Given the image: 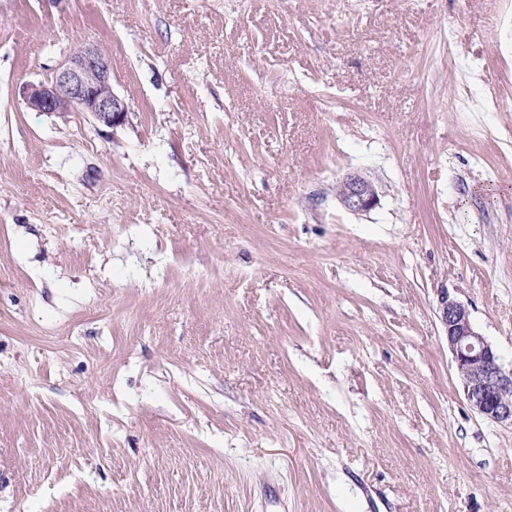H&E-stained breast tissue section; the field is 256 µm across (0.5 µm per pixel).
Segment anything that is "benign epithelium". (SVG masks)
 <instances>
[{
  "label": "benign epithelium",
  "instance_id": "1",
  "mask_svg": "<svg viewBox=\"0 0 512 512\" xmlns=\"http://www.w3.org/2000/svg\"><path fill=\"white\" fill-rule=\"evenodd\" d=\"M23 95L27 107L36 112L60 117L85 112L112 129L128 120L129 107L112 85L109 56L97 43H82L47 81L27 86ZM336 198L354 214L379 204L375 185L359 173L339 180ZM440 319L469 405L486 419L512 426V368L507 370L499 362L494 346L476 330L465 305L445 299Z\"/></svg>",
  "mask_w": 512,
  "mask_h": 512
}]
</instances>
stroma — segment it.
<instances>
[{
  "instance_id": "stroma-1",
  "label": "stroma",
  "mask_w": 512,
  "mask_h": 512,
  "mask_svg": "<svg viewBox=\"0 0 512 512\" xmlns=\"http://www.w3.org/2000/svg\"><path fill=\"white\" fill-rule=\"evenodd\" d=\"M445 295L511 367L512 0H0V512H512ZM23 95L33 111L60 117L85 112L112 129L124 125L130 112L114 91L109 56L92 42H83L47 81L28 85ZM336 198L346 211L354 214L366 213L379 204L375 185L359 173L347 174L339 180Z\"/></svg>"
}]
</instances>
